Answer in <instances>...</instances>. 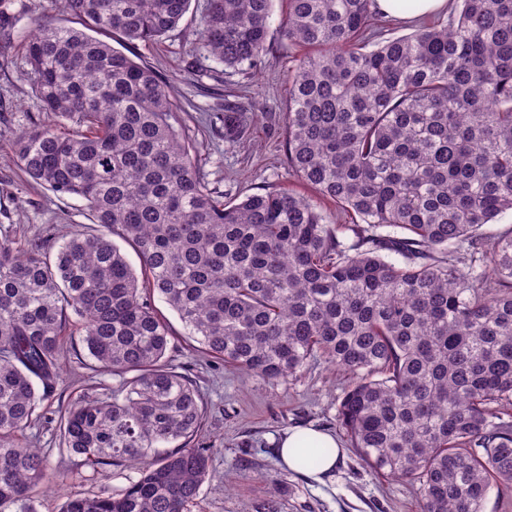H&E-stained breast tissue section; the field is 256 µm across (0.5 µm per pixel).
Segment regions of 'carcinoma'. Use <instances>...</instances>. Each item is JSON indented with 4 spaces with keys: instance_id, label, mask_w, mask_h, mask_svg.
Masks as SVG:
<instances>
[{
    "instance_id": "obj_1",
    "label": "carcinoma",
    "mask_w": 512,
    "mask_h": 512,
    "mask_svg": "<svg viewBox=\"0 0 512 512\" xmlns=\"http://www.w3.org/2000/svg\"><path fill=\"white\" fill-rule=\"evenodd\" d=\"M13 2L0 0V35ZM190 2L52 0L75 25L24 40L46 118L18 135V162L94 228L0 240V512L68 480L25 434L75 338L119 384L72 401L63 447L95 471L138 469L60 512L197 504L215 449L196 442L204 397L173 364L156 294L200 352L248 375L348 371L337 420L366 467L416 485L420 512H485L512 487V230L482 232L512 210V0H459L449 20L387 40L376 0H287L281 34L305 49L288 73V169L347 224L286 186L224 202L167 83L97 38L157 43ZM272 4L207 0L198 48L256 66ZM223 121L240 134L247 116L226 104ZM328 452L296 459L310 469Z\"/></svg>"
}]
</instances>
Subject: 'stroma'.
Segmentation results:
<instances>
[{"label":"stroma","instance_id":"35a3bbf8","mask_svg":"<svg viewBox=\"0 0 512 512\" xmlns=\"http://www.w3.org/2000/svg\"><path fill=\"white\" fill-rule=\"evenodd\" d=\"M207 0H192L179 26L157 44L146 46L112 38L113 48L157 72L170 89L178 122L200 153L199 167L225 201H240L279 185H296L288 172L284 151L283 118L288 108V71L303 50L279 32L286 11L275 0L270 26V50L253 69L235 72L196 51L194 34ZM18 22L10 39L0 40V240L4 238L67 237L86 223L82 203L59 198L35 183L21 169L14 143L18 134L41 114L22 42L38 24L66 25L69 16L50 0H15ZM250 107L252 124L244 138L225 140L223 124L205 122L207 112H220L225 102ZM174 337L173 356L187 366L205 398V425L199 437L216 449L214 473L201 490L193 512H420L415 486L371 473L338 426V399L347 375L321 362L288 382H268L223 363L201 357L185 334L178 316L156 301ZM86 351L75 345L65 353L64 371L70 387L53 398L49 421H36L29 430L49 456L53 468L69 475L67 484L38 494L33 512H59L67 496L108 488L117 493L136 477L135 467L108 468L97 475L82 466L59 442L58 419L81 393L96 394L115 386L112 375L82 365ZM313 427L336 436L343 458L333 475L314 481L308 474L282 467L276 442L288 429Z\"/></svg>","mask_w":512,"mask_h":512}]
</instances>
